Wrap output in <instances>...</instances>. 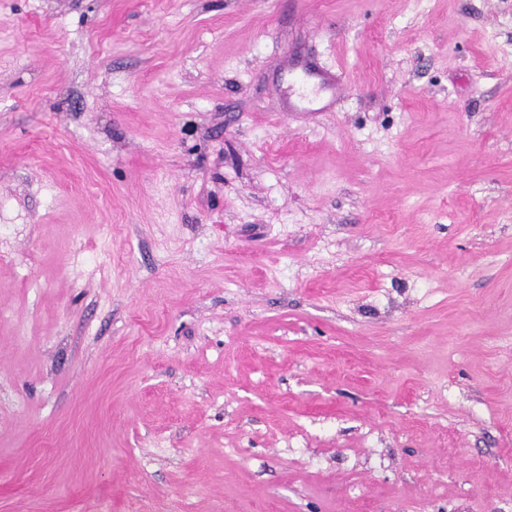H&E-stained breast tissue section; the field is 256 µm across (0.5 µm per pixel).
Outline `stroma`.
<instances>
[{
    "label": "stroma",
    "instance_id": "35a3bbf8",
    "mask_svg": "<svg viewBox=\"0 0 512 512\" xmlns=\"http://www.w3.org/2000/svg\"><path fill=\"white\" fill-rule=\"evenodd\" d=\"M0 512H512V0H0ZM301 82L300 91L295 90L293 81L289 82V88L294 96L293 107L304 112L318 110L317 106L323 98L339 94L343 87L341 78L326 77L321 72H306Z\"/></svg>",
    "mask_w": 512,
    "mask_h": 512
}]
</instances>
